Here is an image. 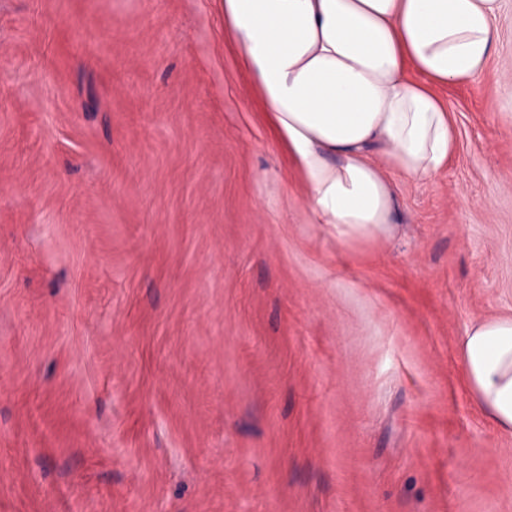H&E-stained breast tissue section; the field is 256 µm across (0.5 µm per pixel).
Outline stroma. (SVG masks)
Segmentation results:
<instances>
[{
  "label": "stroma",
  "mask_w": 512,
  "mask_h": 512,
  "mask_svg": "<svg viewBox=\"0 0 512 512\" xmlns=\"http://www.w3.org/2000/svg\"><path fill=\"white\" fill-rule=\"evenodd\" d=\"M394 237L308 223L224 0H0V512H512V0ZM460 348L478 406L500 429L512 431V317L475 319Z\"/></svg>",
  "instance_id": "1"
}]
</instances>
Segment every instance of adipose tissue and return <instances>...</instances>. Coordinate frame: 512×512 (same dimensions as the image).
Here are the masks:
<instances>
[{
    "instance_id": "1",
    "label": "adipose tissue",
    "mask_w": 512,
    "mask_h": 512,
    "mask_svg": "<svg viewBox=\"0 0 512 512\" xmlns=\"http://www.w3.org/2000/svg\"><path fill=\"white\" fill-rule=\"evenodd\" d=\"M499 0H224V24L301 176L311 223L387 240L393 177L425 180L456 146L438 85L476 83ZM480 409L512 431V317L460 340Z\"/></svg>"
}]
</instances>
